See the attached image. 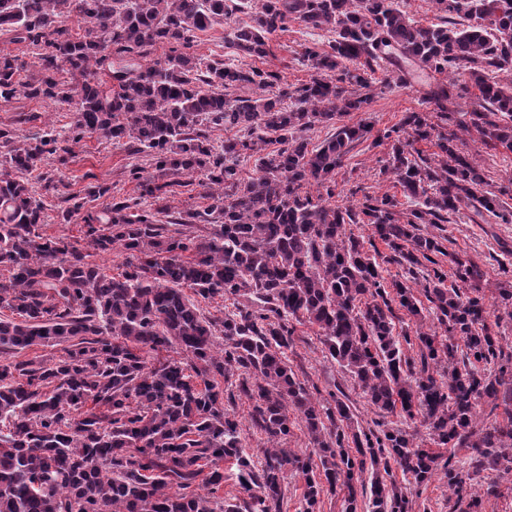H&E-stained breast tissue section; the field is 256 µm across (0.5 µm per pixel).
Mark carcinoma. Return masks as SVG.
I'll list each match as a JSON object with an SVG mask.
<instances>
[{"mask_svg": "<svg viewBox=\"0 0 512 512\" xmlns=\"http://www.w3.org/2000/svg\"><path fill=\"white\" fill-rule=\"evenodd\" d=\"M433 2L441 23L423 26L397 0H0V30L37 49L30 69L0 55V101L77 103L61 133L21 141L0 129V512H281L290 470L305 481L303 512L340 491L345 512H409L394 467L416 485L442 471L451 512H479L455 454L438 449H469L477 474L512 473V351L492 331L512 322V285L499 289L489 324L483 270L420 225L446 224L464 205L512 224L507 191H480L483 173L457 148L459 133L474 132L482 145L512 152V81L487 79L512 74V0ZM245 9L249 22L230 25ZM218 21L249 57H266L269 36L292 22L334 37L326 49L305 48L315 73L292 90L275 71L191 55L196 34ZM156 44L169 54L143 62ZM382 62L426 76L438 122L407 112L375 136L368 122L336 125L369 102ZM101 71L110 85L96 78ZM471 85L479 95L464 112ZM317 124L336 132L310 149L305 133ZM204 125L236 134L215 146ZM87 133L148 152L153 172L134 166L129 176L153 206L125 198L97 210L93 202L110 191L102 184L67 197L58 217L81 218L82 247L40 233L44 204L28 175L47 155L66 165L67 143ZM371 136L376 146L391 143L383 173L400 185L405 209L387 193L330 203L336 170ZM431 140L434 157L413 153ZM251 159L245 174L241 163ZM193 184L212 204L171 216L161 201ZM187 224L209 228L194 235ZM351 224L371 225L373 238ZM86 247L120 252L125 269L108 274ZM440 256L458 283L447 284ZM391 261L406 262L408 278L389 291L381 263ZM416 285L430 303L429 327ZM186 288L205 302L234 297L235 310L207 318ZM399 310L415 320V339L396 333ZM306 323L376 410L419 421L434 448L400 428H356L334 393L314 401L286 356ZM403 342L417 344L415 355ZM34 346H59L61 355L23 358ZM162 350L186 360L147 361ZM480 363L499 364L498 373ZM235 371L268 443L259 468L224 407ZM291 410L315 455L284 447ZM226 462L243 493L227 504L217 497ZM194 485L205 493L184 494Z\"/></svg>", "mask_w": 512, "mask_h": 512, "instance_id": "carcinoma-1", "label": "carcinoma"}]
</instances>
